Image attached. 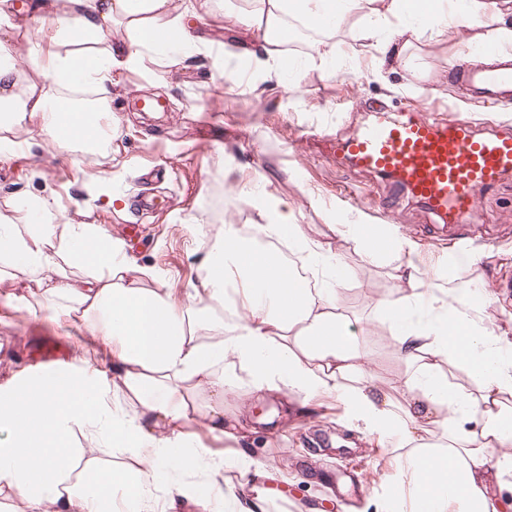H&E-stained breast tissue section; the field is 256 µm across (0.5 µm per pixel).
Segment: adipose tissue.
<instances>
[{
  "label": "adipose tissue",
  "instance_id": "1",
  "mask_svg": "<svg viewBox=\"0 0 512 512\" xmlns=\"http://www.w3.org/2000/svg\"><path fill=\"white\" fill-rule=\"evenodd\" d=\"M411 0H254L242 22L296 12L306 20L331 14V30L352 16L354 41L399 62L417 30ZM191 0H50L41 17L43 70L64 90L92 87L100 107L90 113L48 107L37 85L21 87L10 41L0 38V128L27 125L31 139L58 147L111 138L112 70L154 50L162 67L199 52ZM128 39L103 45L115 21ZM458 25L479 44L512 49V0H466ZM455 25V26H458ZM455 26H428L447 41ZM47 197L29 199L24 221L0 225V276L35 281L56 317L83 330L112 359L111 386L78 371L47 373L27 387L0 385V491L18 497L23 512H171L181 500L197 512H265L262 495L215 486L223 457L187 446L181 426L199 416L227 435L224 395L247 374L252 393L302 397L336 394L366 432L397 433L408 445L411 500L393 493L387 512H512L501 496L512 474V342L493 319L475 316L469 288L435 290L413 263L414 241L396 225L334 224L337 238H356L363 260L402 259L397 298L379 302L405 364V398L394 406L369 366L367 352L336 311V288L351 276L340 254L306 234L294 210H278L250 233L227 228L201 260L200 286L186 300L167 288L145 287L147 268L132 261L122 240L96 224H58ZM276 237L322 266L310 289L274 249ZM83 273L72 276V268ZM239 278L233 305L224 293ZM461 368L476 383L468 391L450 378ZM123 401H115L114 390ZM134 464L123 463L124 455ZM164 475L163 497L148 481Z\"/></svg>",
  "mask_w": 512,
  "mask_h": 512
}]
</instances>
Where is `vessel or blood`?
I'll list each match as a JSON object with an SVG mask.
<instances>
[{"label": "vessel or blood", "mask_w": 512, "mask_h": 512, "mask_svg": "<svg viewBox=\"0 0 512 512\" xmlns=\"http://www.w3.org/2000/svg\"><path fill=\"white\" fill-rule=\"evenodd\" d=\"M460 77L488 101L512 93V63L463 67ZM373 120L337 142L358 169L392 178L432 212H448L463 222L483 191L512 173V134L479 135L459 110L428 118L406 111L393 118L386 106L372 105Z\"/></svg>", "instance_id": "1"}]
</instances>
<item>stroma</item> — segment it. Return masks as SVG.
Returning a JSON list of instances; mask_svg holds the SVG:
<instances>
[{"instance_id":"1","label":"stroma","mask_w":512,"mask_h":512,"mask_svg":"<svg viewBox=\"0 0 512 512\" xmlns=\"http://www.w3.org/2000/svg\"><path fill=\"white\" fill-rule=\"evenodd\" d=\"M38 0H13L12 19L28 18L15 29L11 46L19 55L23 83L45 84L33 52L40 34L31 23ZM215 54L196 55L162 68L155 54H143L128 68L112 71L110 109L121 132L98 154L69 148L32 146L28 157L0 160V216L14 217L17 204L34 195L54 199L58 223L96 224L124 240L129 256L147 266L177 298H186L201 279L205 247L228 224L259 223L261 198L281 199L302 214L310 236L330 242L353 271L341 285L338 305L350 329L370 351V363L394 403L403 401V365L389 345L379 318L378 301L395 296L393 264L366 265L355 240H338L333 224H394L419 246L415 258L435 287L471 286L488 293L486 315L512 329V298L499 295L496 283L512 271V176L481 196L467 226L477 232L470 249H457L446 237L444 222L421 203L398 191L393 181L361 172L336 154V138L368 123L367 107L427 110L453 102L486 128L512 129V102L479 104L455 79L452 68L469 43L458 29L448 41L427 35L413 39L404 66L376 70V51L353 43L341 32L328 33L336 60L320 64L314 50L291 53L298 67L284 73L280 86L266 83L246 55L220 54L228 39L252 43L239 28V0H193ZM240 172L253 195L234 193L226 168ZM100 170L112 181L108 191L93 189L89 173ZM123 196L126 209L107 203ZM461 260L447 275L449 252ZM477 262H469L470 252ZM37 283L0 280V385L38 375V349L58 341L61 370L102 377L101 363L75 357L77 330L56 321ZM255 420L253 430L217 438L202 420L184 424L190 447L223 453L222 487L241 481L237 462L249 456L269 469L266 512H385L387 492L407 483L397 438L385 443L369 437L363 424L350 421L339 397L318 394L307 400L276 394L249 395L238 382L224 397V418Z\"/></svg>"}]
</instances>
